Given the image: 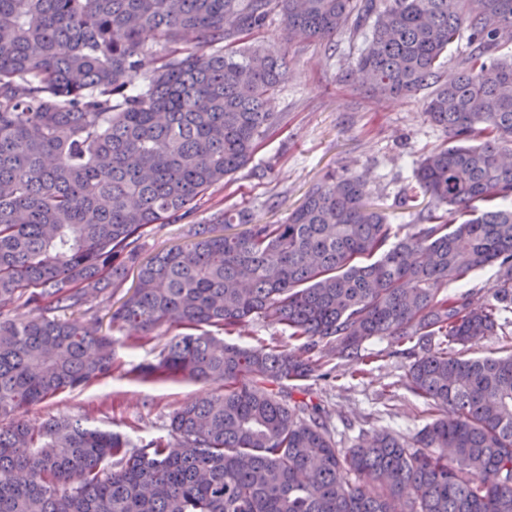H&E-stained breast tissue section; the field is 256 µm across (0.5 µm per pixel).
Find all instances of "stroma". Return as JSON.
<instances>
[{"label": "stroma", "instance_id": "stroma-1", "mask_svg": "<svg viewBox=\"0 0 512 512\" xmlns=\"http://www.w3.org/2000/svg\"><path fill=\"white\" fill-rule=\"evenodd\" d=\"M254 40L265 54L288 61L287 79L276 100L283 120L254 156L255 162L268 166L267 176L255 178L244 168L228 183L213 186L186 219L145 237L144 256L186 245L189 226L207 222L219 209L246 210L255 224L283 223L312 185L328 172L345 169L365 177L371 202L388 213L391 224L402 233L414 232L419 215L433 204L420 195L404 199L402 190L412 181L413 161L447 140L446 133L426 116L422 96L366 94L360 79L351 73L356 54L344 36L292 40L275 17ZM110 326L118 353L112 374L31 407L30 421L80 419L125 434L137 444L166 435L171 413L183 403L223 392L219 383L137 378L134 367L155 361L171 331L159 329L150 343L131 348L126 330ZM370 347L382 358L364 379L311 378L285 384L292 400L312 402L327 412L336 445L342 449L385 427L410 441L432 419L423 400L403 386L409 361L396 355L392 340H374Z\"/></svg>", "mask_w": 512, "mask_h": 512}]
</instances>
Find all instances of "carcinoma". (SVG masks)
Instances as JSON below:
<instances>
[{"label":"carcinoma","mask_w":512,"mask_h":512,"mask_svg":"<svg viewBox=\"0 0 512 512\" xmlns=\"http://www.w3.org/2000/svg\"><path fill=\"white\" fill-rule=\"evenodd\" d=\"M276 12L290 36L361 41L372 91L424 93L453 145L414 163L404 196L453 224L431 210L399 239L360 176L332 173L282 224L218 235L248 224L219 209L190 245L142 259L148 227L181 219L280 122L286 62L240 48ZM510 44L512 0H0V311L23 296L74 309L88 285L110 298L134 270L110 322L134 343L181 329L136 376L224 383L140 445L78 419L33 425L28 407L112 374L115 341L78 318L0 320V512H512V355H457L512 342ZM489 266L485 302L445 292ZM254 317L298 345L209 331ZM384 337L438 417L411 444L382 429L344 452L284 382L334 358L362 377ZM512 352L510 343L502 342L496 338H487L481 340L463 353L465 358H484V357H502Z\"/></svg>","instance_id":"cac0c4a2"}]
</instances>
